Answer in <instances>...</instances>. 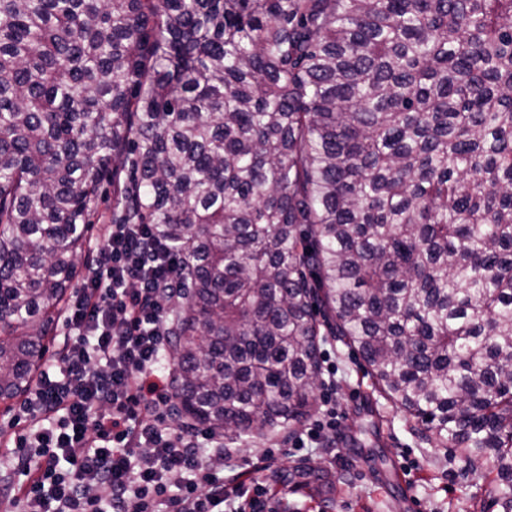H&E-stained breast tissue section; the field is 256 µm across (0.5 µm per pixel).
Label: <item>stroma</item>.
Masks as SVG:
<instances>
[{
    "label": "stroma",
    "mask_w": 512,
    "mask_h": 512,
    "mask_svg": "<svg viewBox=\"0 0 512 512\" xmlns=\"http://www.w3.org/2000/svg\"><path fill=\"white\" fill-rule=\"evenodd\" d=\"M323 367L336 370V427L318 448L296 447L304 427L248 441L225 442L224 461L243 468L248 497L289 512H401L394 502L395 474L423 512H498L493 474L475 476L448 448L423 441L404 411L372 391L362 359L334 336L320 344ZM316 471L300 484L293 468Z\"/></svg>",
    "instance_id": "stroma-1"
}]
</instances>
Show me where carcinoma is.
<instances>
[{"label":"carcinoma","mask_w":512,"mask_h":512,"mask_svg":"<svg viewBox=\"0 0 512 512\" xmlns=\"http://www.w3.org/2000/svg\"><path fill=\"white\" fill-rule=\"evenodd\" d=\"M106 183L182 258L180 422L303 423L338 336L512 512V0H0V401Z\"/></svg>","instance_id":"1"}]
</instances>
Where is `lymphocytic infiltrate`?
Returning <instances> with one entry per match:
<instances>
[{
  "instance_id": "obj_1",
  "label": "lymphocytic infiltrate",
  "mask_w": 512,
  "mask_h": 512,
  "mask_svg": "<svg viewBox=\"0 0 512 512\" xmlns=\"http://www.w3.org/2000/svg\"><path fill=\"white\" fill-rule=\"evenodd\" d=\"M30 383L0 470V512H247L229 505L219 434L183 428L165 362L180 258L149 224H113Z\"/></svg>"
}]
</instances>
